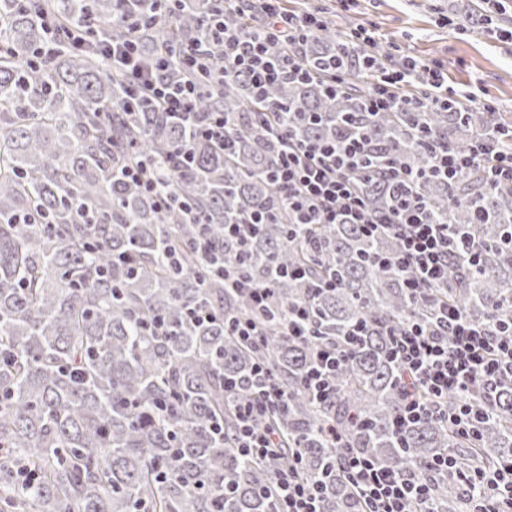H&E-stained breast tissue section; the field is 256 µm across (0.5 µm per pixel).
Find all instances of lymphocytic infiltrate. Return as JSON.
<instances>
[{"label": "lymphocytic infiltrate", "instance_id": "obj_1", "mask_svg": "<svg viewBox=\"0 0 512 512\" xmlns=\"http://www.w3.org/2000/svg\"><path fill=\"white\" fill-rule=\"evenodd\" d=\"M221 2L245 9L258 5L257 28L235 33L215 25L213 37L221 45L220 52L193 49L184 55V66L218 81L246 73L258 97L285 78L317 79V71L301 53L302 45L320 22L315 12H290L283 0ZM373 43V37L362 27L344 35L340 48L346 58L329 72L326 88L330 94L345 92L355 73L369 70L375 72L376 79L367 90V111H411L422 119L430 110L447 108L448 77L440 62L411 57L393 60L371 53ZM137 51L131 40L112 42L105 49L113 64L124 70L130 97L153 102L164 118L186 125L189 137H223V113H215L204 124L193 119L197 84H162L140 68ZM269 132L280 143L271 177L286 204L288 222L295 228L357 224L369 236L393 232L400 242L394 264L414 301L428 298L447 280L453 258H462L471 270L480 271L483 246L477 237L427 218L419 200L403 198L388 217L368 210L359 193L360 180L379 174L405 183L416 180L419 173L409 166L389 164L384 155L378 156L375 166H366L363 159L369 147L360 129H352L346 140L322 143L300 140L285 121L271 125ZM419 138L431 150L433 169L446 179L481 164L489 186L512 185V151L497 150L491 135L479 136L466 153L438 145L424 127L419 130ZM197 252L200 261L223 275L231 287L244 289L255 306H264L267 288L252 285L226 268L222 252L208 239H200ZM359 334V329H352L344 348L317 350L307 372V384L316 399L326 401L334 396L336 367L355 347ZM392 336L394 359L403 378L412 385L403 395L396 425L432 417L445 422L458 438L475 439L477 412L471 394L478 387L489 392L512 381V332L473 321L463 309L445 302L438 306L434 328L412 322L393 331ZM253 379L257 397L237 411V444L244 456L258 461L277 459L282 450L280 435L275 428L262 425L261 420L285 407L287 393L263 367H255ZM450 394L458 399L451 411L442 406ZM301 461V454L293 453L288 467L278 472L274 512H321L326 488L320 481L302 477ZM335 464L356 489L360 512H436L430 478L440 473L456 477L470 490L468 512H512V459L491 469L461 470L452 456L445 455L408 472L379 465L341 446L335 452Z\"/></svg>", "mask_w": 512, "mask_h": 512}]
</instances>
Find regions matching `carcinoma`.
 Here are the masks:
<instances>
[{
  "label": "carcinoma",
  "instance_id": "obj_1",
  "mask_svg": "<svg viewBox=\"0 0 512 512\" xmlns=\"http://www.w3.org/2000/svg\"><path fill=\"white\" fill-rule=\"evenodd\" d=\"M141 5L0 0V502L21 512H273L275 472L288 456L259 463L236 442L235 406L253 398L256 364L288 394L287 409L269 416L284 447L300 449L306 477L328 482L322 512L360 508L336 468L325 467L334 455L329 429L355 452L406 470L450 448L464 470L511 458L509 383L490 397L473 392L483 413L473 443L435 418L393 433L403 393L386 329L428 323L443 299L488 321L512 291V247L502 242L512 229V188H487L476 170L451 181L428 174L411 186L433 221L472 224L484 245L482 272L472 275L455 259L448 283L415 304L399 272L370 263L398 253L394 234L366 236L355 224L294 234L269 176L280 145L263 113L292 118L296 136L316 142L342 139L353 117L373 151L425 169L430 155L412 116L367 113V76L336 100L313 81L276 84L256 101L239 75L199 88L197 120L222 112L229 123L224 140L197 139L184 159L183 129L144 99L131 105L123 73L94 41L134 40L141 67L153 71L161 46L182 54L208 44L218 5H173L169 30L148 18L129 26L124 18ZM340 41L326 24L304 45L305 57L331 56ZM479 122L507 119L494 113ZM479 122L457 111L428 113L437 141L455 151L469 149ZM150 156L173 168L165 210L112 170ZM406 192L383 179L362 185L374 212ZM260 208L268 223L256 227L241 258L224 241V224H246ZM35 211L42 223L24 222ZM189 212L201 223H188ZM203 236L243 279L269 285L263 308L198 261ZM331 280L336 287H327ZM292 306L309 314L314 335L304 342L286 336ZM197 308L214 321L199 324ZM227 317L253 321L263 341L242 342L224 330ZM156 319L163 336L152 333ZM362 321L367 334L336 372L335 396L316 401L306 377L317 347L342 343ZM230 377L238 381L232 394L224 391ZM432 488L438 508L456 512L455 481L436 477Z\"/></svg>",
  "mask_w": 512,
  "mask_h": 512
}]
</instances>
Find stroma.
Returning a JSON list of instances; mask_svg holds the SVG:
<instances>
[{
    "instance_id": "stroma-1",
    "label": "stroma",
    "mask_w": 512,
    "mask_h": 512,
    "mask_svg": "<svg viewBox=\"0 0 512 512\" xmlns=\"http://www.w3.org/2000/svg\"><path fill=\"white\" fill-rule=\"evenodd\" d=\"M295 12L316 10L336 29L365 26L375 51L401 46L409 56L443 63L448 88L477 90L497 111L512 113V0H288Z\"/></svg>"
}]
</instances>
